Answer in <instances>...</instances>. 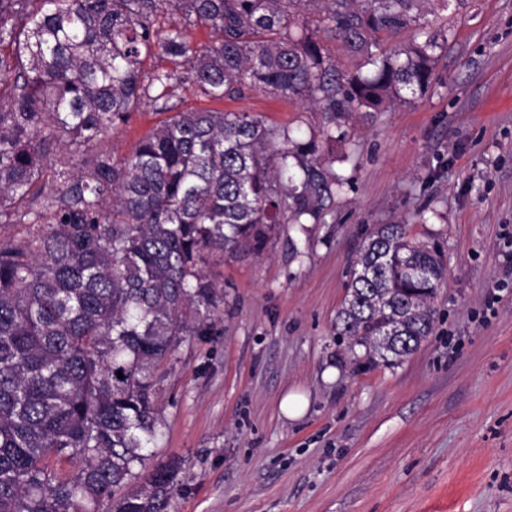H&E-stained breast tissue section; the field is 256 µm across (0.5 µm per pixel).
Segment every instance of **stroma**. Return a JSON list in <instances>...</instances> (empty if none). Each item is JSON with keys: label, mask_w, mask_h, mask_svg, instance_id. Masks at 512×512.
I'll return each instance as SVG.
<instances>
[{"label": "stroma", "mask_w": 512, "mask_h": 512, "mask_svg": "<svg viewBox=\"0 0 512 512\" xmlns=\"http://www.w3.org/2000/svg\"><path fill=\"white\" fill-rule=\"evenodd\" d=\"M435 23L455 34L439 84L341 118L346 141L321 161L347 186L318 223L207 262L224 303L157 372L152 461H184L170 512H512V0H466ZM180 72L177 110L327 124L259 89L212 102ZM160 119L143 107L82 152L128 156ZM382 224L445 249L434 331L395 366L336 340L345 272Z\"/></svg>", "instance_id": "1"}]
</instances>
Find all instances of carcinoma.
<instances>
[{
  "label": "carcinoma",
  "mask_w": 512,
  "mask_h": 512,
  "mask_svg": "<svg viewBox=\"0 0 512 512\" xmlns=\"http://www.w3.org/2000/svg\"><path fill=\"white\" fill-rule=\"evenodd\" d=\"M453 1L0 0V512H169L183 463L148 468L155 377L224 303L206 255L261 253L274 225L318 219L344 185L318 160L331 130L303 140L249 112L177 111L178 67L212 100L248 84L332 123L382 112L440 82L453 33L427 15ZM310 6L315 30L299 23ZM165 12L212 43L159 34ZM321 31L353 71L324 56ZM158 54L176 68L148 69ZM148 101L165 119L128 156L74 157ZM54 148L68 157L43 197ZM445 271L439 245L377 227L346 272L337 342L402 362L433 331Z\"/></svg>",
  "instance_id": "carcinoma-1"
}]
</instances>
